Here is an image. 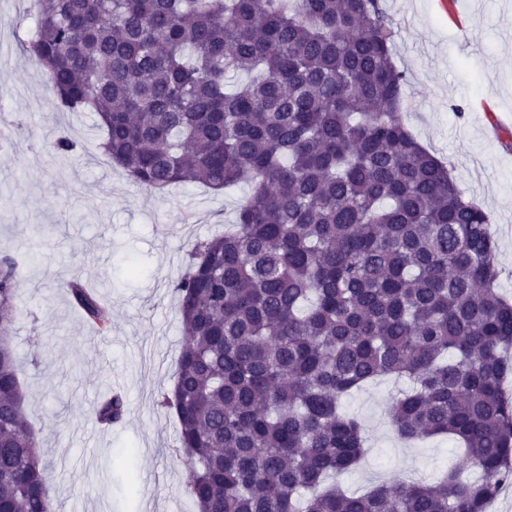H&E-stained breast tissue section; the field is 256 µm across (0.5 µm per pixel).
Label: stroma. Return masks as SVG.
Instances as JSON below:
<instances>
[{"instance_id":"1","label":"stroma","mask_w":512,"mask_h":512,"mask_svg":"<svg viewBox=\"0 0 512 512\" xmlns=\"http://www.w3.org/2000/svg\"><path fill=\"white\" fill-rule=\"evenodd\" d=\"M382 3L407 77L402 119L490 213L499 288L512 298V0ZM1 51L0 257L21 270L22 314L9 340L56 512H196L178 422L159 406L186 339L172 288L195 248L235 220L245 192L134 185L99 149L94 115L60 110L46 73L18 47L0 42ZM62 137L74 150L57 153ZM73 280L109 306L108 329L76 310ZM115 388L127 412L106 428L97 409ZM393 393L380 381L345 399L370 448L337 475L344 490L402 481L417 466L430 482L457 465L451 441L397 437L387 418Z\"/></svg>"}]
</instances>
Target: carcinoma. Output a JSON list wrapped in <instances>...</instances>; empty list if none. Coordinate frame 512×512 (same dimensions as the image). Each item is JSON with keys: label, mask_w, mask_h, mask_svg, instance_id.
<instances>
[{"label": "carcinoma", "mask_w": 512, "mask_h": 512, "mask_svg": "<svg viewBox=\"0 0 512 512\" xmlns=\"http://www.w3.org/2000/svg\"><path fill=\"white\" fill-rule=\"evenodd\" d=\"M38 2L24 51L61 109L96 115L133 184L249 189L173 287L187 339L163 405L197 512H487L512 484V300L489 213L402 120L381 0ZM238 72L249 80L227 91ZM20 279L1 259L0 326L19 316ZM67 289L108 326L96 294ZM388 377L407 382L398 435L448 436L462 465L433 483L322 487L365 453L342 398ZM125 414L114 394L97 419ZM0 512H54L12 349Z\"/></svg>", "instance_id": "carcinoma-1"}]
</instances>
